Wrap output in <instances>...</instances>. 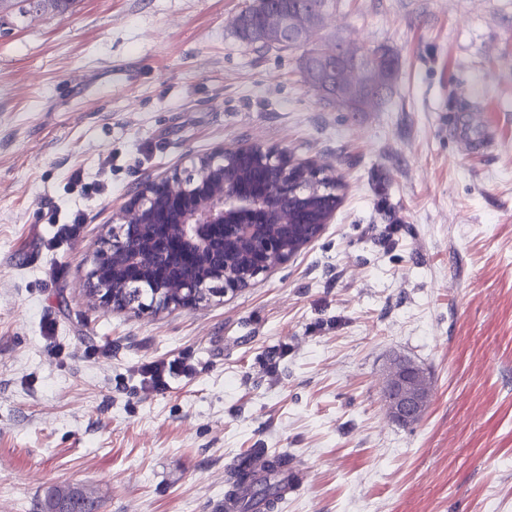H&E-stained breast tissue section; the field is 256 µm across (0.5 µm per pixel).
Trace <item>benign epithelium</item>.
Here are the masks:
<instances>
[{"label":"benign epithelium","instance_id":"obj_1","mask_svg":"<svg viewBox=\"0 0 512 512\" xmlns=\"http://www.w3.org/2000/svg\"><path fill=\"white\" fill-rule=\"evenodd\" d=\"M258 40L310 32L288 14L269 10ZM364 50L326 51L314 67L335 75L336 102L350 105L355 85H374L383 70L380 54L368 65ZM273 172L272 181L247 187L244 172ZM336 213V177L329 170L293 162L284 151L261 145L219 150L193 169L148 182L133 195L119 224L96 252L90 293L103 305L130 288L148 293L134 311L191 309L211 294L248 288L314 242ZM390 415L402 424L423 416L431 402L428 377L408 359L394 360L385 385Z\"/></svg>","mask_w":512,"mask_h":512}]
</instances>
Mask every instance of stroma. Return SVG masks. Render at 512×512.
Segmentation results:
<instances>
[{
  "instance_id": "obj_1",
  "label": "stroma",
  "mask_w": 512,
  "mask_h": 512,
  "mask_svg": "<svg viewBox=\"0 0 512 512\" xmlns=\"http://www.w3.org/2000/svg\"><path fill=\"white\" fill-rule=\"evenodd\" d=\"M251 3L0 0V512L64 485L214 512L252 448L307 474L278 512H512V0H329L312 43L398 59L365 112L305 85L300 50L241 42ZM241 143L341 176L323 234L192 309L100 305L93 255L136 186ZM174 357L192 374L144 389ZM399 357L431 387L410 426L383 399ZM191 368L179 358L167 361L149 362L142 364L138 369L141 384L148 388L160 391L168 387L167 378L173 374H188Z\"/></svg>"
}]
</instances>
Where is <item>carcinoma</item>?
I'll return each mask as SVG.
<instances>
[{
    "label": "carcinoma",
    "mask_w": 512,
    "mask_h": 512,
    "mask_svg": "<svg viewBox=\"0 0 512 512\" xmlns=\"http://www.w3.org/2000/svg\"><path fill=\"white\" fill-rule=\"evenodd\" d=\"M328 0H269L271 8L299 17L303 27H315L319 22ZM264 16L250 6L241 13L235 22L238 38L250 45L256 30L263 25ZM293 464V457L288 453L269 455L266 476L258 479L253 474L250 459L246 456L237 458L228 468V486L239 489L249 488L252 495L239 501L241 512H249L256 501H266L271 505L278 503L286 494V487L281 477ZM42 512H97V501L92 493L77 487H57L51 490L43 501Z\"/></svg>",
    "instance_id": "cac0c4a2"
}]
</instances>
